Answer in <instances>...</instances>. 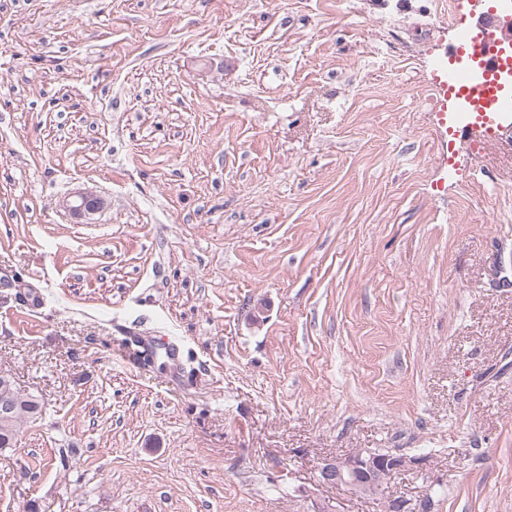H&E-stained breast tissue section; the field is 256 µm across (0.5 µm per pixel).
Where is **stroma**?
Instances as JSON below:
<instances>
[{"label":"stroma","mask_w":512,"mask_h":512,"mask_svg":"<svg viewBox=\"0 0 512 512\" xmlns=\"http://www.w3.org/2000/svg\"><path fill=\"white\" fill-rule=\"evenodd\" d=\"M471 0H0V512H512V150L447 149ZM93 190L88 218L63 200ZM180 376L116 359L127 331ZM14 381H10L9 390L13 397L18 401V407L15 414L7 421L6 419L15 409L16 402L14 398L5 392L0 395V449L12 448L16 445L20 433L21 423L25 420H37L42 416L40 411H36L33 406V400H37L36 396L24 393L18 389ZM8 443L7 446H4ZM418 463L404 456L387 451L386 456H381L379 451L358 449L344 457L325 458L319 468V481L325 485L345 487L349 493L356 497L362 495L373 485L383 480L389 471L412 470L418 467ZM389 474L384 481L378 484L373 492L371 500H381L385 489L394 474ZM433 498V499H432ZM430 497L428 493L418 499H385L381 503L383 512H433L435 501L434 497Z\"/></svg>","instance_id":"1"}]
</instances>
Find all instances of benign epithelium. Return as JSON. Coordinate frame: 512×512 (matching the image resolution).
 Here are the masks:
<instances>
[{"label":"benign epithelium","mask_w":512,"mask_h":512,"mask_svg":"<svg viewBox=\"0 0 512 512\" xmlns=\"http://www.w3.org/2000/svg\"><path fill=\"white\" fill-rule=\"evenodd\" d=\"M104 200L93 191L78 194L71 205L75 213L94 214L102 209ZM418 463L391 452L383 456L377 451L358 449L344 457L325 458L319 468V481L325 485L344 487L356 497L362 496L384 475L399 470H412ZM382 512H433V499L425 494L418 499H391L381 503Z\"/></svg>","instance_id":"7a95c632"}]
</instances>
